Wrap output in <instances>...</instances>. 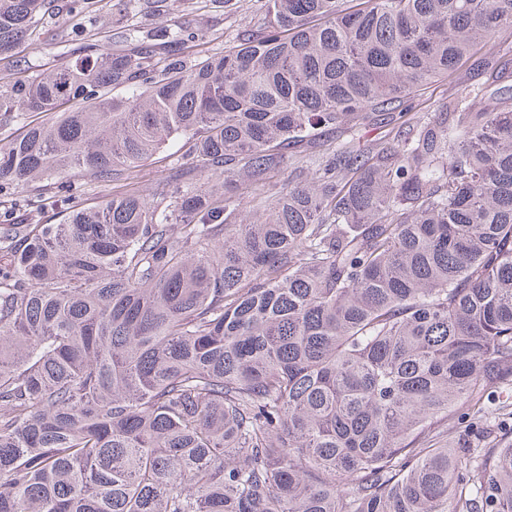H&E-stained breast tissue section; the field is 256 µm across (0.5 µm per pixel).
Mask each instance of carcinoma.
I'll use <instances>...</instances> for the list:
<instances>
[{"label": "carcinoma", "mask_w": 512, "mask_h": 512, "mask_svg": "<svg viewBox=\"0 0 512 512\" xmlns=\"http://www.w3.org/2000/svg\"><path fill=\"white\" fill-rule=\"evenodd\" d=\"M56 7L0 0V125L54 116L0 193L59 180L0 225V512H512V0H262L222 54L84 36L29 74ZM478 59L479 54L472 56L453 76L434 81L428 85L430 86L428 89L418 92L408 102L415 106L414 112H429V114L438 112L442 103L448 101V97L454 93L460 83L479 77L477 76ZM163 156L156 157L153 162H147L143 167V177L137 184L143 194L152 195L161 190L166 176L171 172L170 168L173 166L176 156L169 159L162 158Z\"/></svg>", "instance_id": "carcinoma-1"}]
</instances>
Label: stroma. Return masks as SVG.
<instances>
[{
  "label": "stroma",
  "instance_id": "stroma-1",
  "mask_svg": "<svg viewBox=\"0 0 512 512\" xmlns=\"http://www.w3.org/2000/svg\"><path fill=\"white\" fill-rule=\"evenodd\" d=\"M51 24L60 35L58 41L32 44L23 50L33 70L70 62L69 38L73 28L80 25L98 29L116 48L132 45L139 30L188 26L205 33L210 40V51L220 53L233 42L238 30L260 28L263 16L259 0H237L231 14L213 8L210 0H167L165 7L158 11L142 4L131 5L129 0H95L80 16L59 8ZM477 65V58H470L453 76L434 81L428 89L417 93L412 100L416 111L437 112L460 83L476 79Z\"/></svg>",
  "mask_w": 512,
  "mask_h": 512
}]
</instances>
